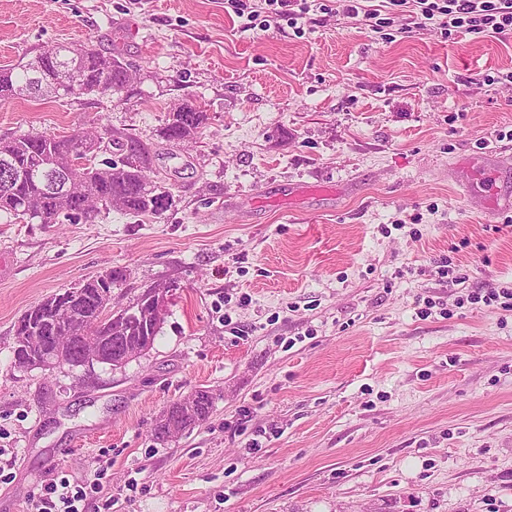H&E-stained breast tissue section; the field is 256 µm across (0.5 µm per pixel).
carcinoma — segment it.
<instances>
[{
    "instance_id": "obj_1",
    "label": "carcinoma",
    "mask_w": 512,
    "mask_h": 512,
    "mask_svg": "<svg viewBox=\"0 0 512 512\" xmlns=\"http://www.w3.org/2000/svg\"><path fill=\"white\" fill-rule=\"evenodd\" d=\"M130 67L119 56L100 52L86 44L80 47L58 43L43 50L25 64L0 67V103L22 95L19 88L29 87L33 93L47 98L109 95L122 97L133 91ZM207 113L192 100L182 103L181 111L171 112L159 137L174 147L196 139L206 123ZM114 158L101 164L92 161L98 140L84 134L56 136L31 133L0 139V215L22 219H37L42 224H54L61 217L69 221L92 222L101 211H110L113 199H122L121 209L137 215H159L172 205L173 195L162 181L153 177L156 151L153 143L114 130L110 132ZM57 156L67 161L71 177L79 180L83 196L73 198L53 190L37 179L44 162ZM9 167L22 174L13 181L5 178L2 168ZM77 296L68 306L70 321L67 329L78 333L88 319H99L102 333L109 337L107 349L127 336H157L159 328L152 323L141 294L132 305L112 312L105 297L108 289L100 287L98 278L84 280L74 286ZM61 302L57 294L44 298L30 307L17 321L14 330L13 355L27 353L25 337L33 331H46L53 325L51 308ZM194 403L174 402L156 422V440H168L165 422L175 419L184 428L205 421L214 406L210 390H196Z\"/></svg>"
}]
</instances>
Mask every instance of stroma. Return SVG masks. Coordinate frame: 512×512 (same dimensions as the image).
<instances>
[{
    "label": "stroma",
    "instance_id": "stroma-1",
    "mask_svg": "<svg viewBox=\"0 0 512 512\" xmlns=\"http://www.w3.org/2000/svg\"><path fill=\"white\" fill-rule=\"evenodd\" d=\"M260 31L224 0H0V65L57 43L128 62L120 100L20 97L0 138L109 130L154 143L159 215L0 217V512L99 481L87 512H512V34L450 39L407 13ZM197 143L159 138L171 109ZM451 259V272L441 263ZM114 267L112 307L172 285L149 351L18 368L14 325ZM205 422L166 442L171 403ZM180 112H170L159 137L167 145L174 147L182 142L195 140L201 133L206 123L207 114L192 100H186L181 104ZM199 396L195 403H182L181 401L173 402L168 406L156 422L153 429L156 440L164 442L167 441L168 435L173 438L181 435L191 426H196L199 423L205 421L214 406V397L210 393V390L201 388L195 391ZM171 420L167 426V432L165 431L166 424L164 421ZM184 427L182 429L181 425Z\"/></svg>",
    "mask_w": 512,
    "mask_h": 512
}]
</instances>
